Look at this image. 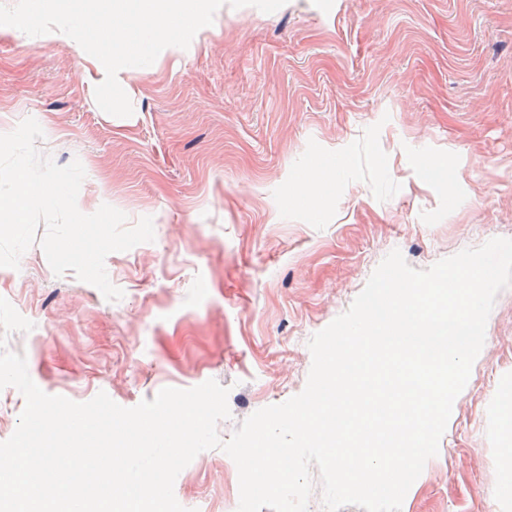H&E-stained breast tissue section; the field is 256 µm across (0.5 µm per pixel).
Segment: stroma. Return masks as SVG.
I'll return each mask as SVG.
<instances>
[{
    "instance_id": "obj_1",
    "label": "stroma",
    "mask_w": 512,
    "mask_h": 512,
    "mask_svg": "<svg viewBox=\"0 0 512 512\" xmlns=\"http://www.w3.org/2000/svg\"><path fill=\"white\" fill-rule=\"evenodd\" d=\"M93 70L82 48L0 26V134L36 119L40 151L85 169L78 205L154 226L106 257L116 302L55 276L37 245L0 268V297L35 324L8 347L47 394L129 408L213 379L230 389L229 439L304 389L309 339L389 252L424 270L512 238V0L228 6L192 52L133 68L128 117L94 107ZM315 163V191H295ZM507 382L512 287L402 512H512L493 411ZM174 494L189 512H237V466L203 451Z\"/></svg>"
}]
</instances>
